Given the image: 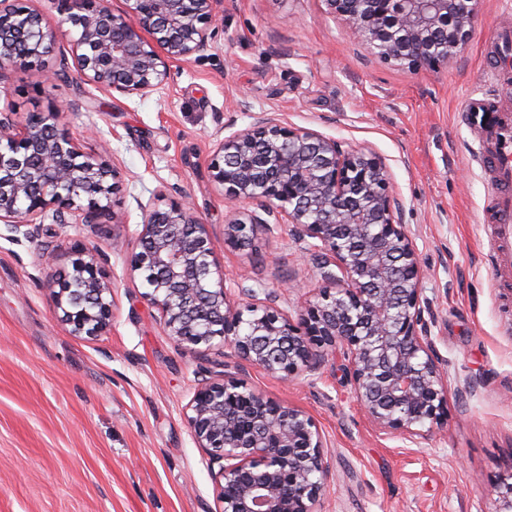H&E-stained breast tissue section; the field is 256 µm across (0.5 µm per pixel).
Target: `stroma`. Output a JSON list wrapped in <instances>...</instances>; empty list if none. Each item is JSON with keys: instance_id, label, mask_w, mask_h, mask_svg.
Returning <instances> with one entry per match:
<instances>
[{"instance_id": "stroma-1", "label": "stroma", "mask_w": 512, "mask_h": 512, "mask_svg": "<svg viewBox=\"0 0 512 512\" xmlns=\"http://www.w3.org/2000/svg\"><path fill=\"white\" fill-rule=\"evenodd\" d=\"M511 19L512 0H481L465 49L412 73L357 43L324 0H224L210 50L172 63L145 96L13 70L0 102L16 120L69 105L63 121L85 151L108 142L126 190L121 223L48 221L37 241L0 237V512H215L216 483L185 407L200 371L222 377L235 358L218 346L198 358L180 350L129 276L130 243L164 188L209 224L229 289L275 291L292 315L315 298L318 260L289 225L258 229L251 251L224 246L231 213L209 166L217 143L258 112L385 161L425 262L421 303L448 371V423L417 445L380 431L338 364L291 381L246 364L240 378L321 428L332 466L322 512H496L492 484L512 473V315L462 109L480 89L512 108V76L488 78L492 38ZM78 239L105 252L112 285V325L94 337L70 334L48 289Z\"/></svg>"}]
</instances>
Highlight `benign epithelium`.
<instances>
[{
  "label": "benign epithelium",
  "mask_w": 512,
  "mask_h": 512,
  "mask_svg": "<svg viewBox=\"0 0 512 512\" xmlns=\"http://www.w3.org/2000/svg\"><path fill=\"white\" fill-rule=\"evenodd\" d=\"M74 28L60 70L106 92L144 95L164 85L169 63L205 55L220 29L224 0H61ZM354 39L387 64L433 70L466 46L481 0H324ZM57 30L21 0H0V84L9 71L45 66ZM58 70V71H60ZM56 70L44 71L50 79ZM0 110V224L8 238L35 240L47 215L56 224L119 223L124 176L104 145L84 152L61 110L18 122ZM215 188L232 206L262 211L224 225V246L252 250L256 230L289 224L320 257L317 300L292 317L273 291L242 293L224 283L209 225L185 199L163 190L145 213L130 261L141 298L189 354L219 342L240 361L284 379L315 375L340 356L359 405L387 434L411 440L448 423V376L421 306L424 262L400 217L384 160L368 149L294 127L262 112L222 140L210 163ZM71 269L52 293L74 336L112 325V285L99 251L77 241ZM264 298H259V294ZM197 447L218 487L216 512H320L331 474L326 439L306 411L252 388L238 372L204 379L186 406ZM498 509L512 512V475L494 485Z\"/></svg>",
  "instance_id": "obj_1"
}]
</instances>
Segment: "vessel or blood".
Masks as SVG:
<instances>
[{"label": "vessel or blood", "instance_id": "obj_1", "mask_svg": "<svg viewBox=\"0 0 512 512\" xmlns=\"http://www.w3.org/2000/svg\"><path fill=\"white\" fill-rule=\"evenodd\" d=\"M463 117L475 136L488 174L499 193L492 206L495 249L501 259L512 258V114L489 95L472 94L464 104Z\"/></svg>", "mask_w": 512, "mask_h": 512}]
</instances>
